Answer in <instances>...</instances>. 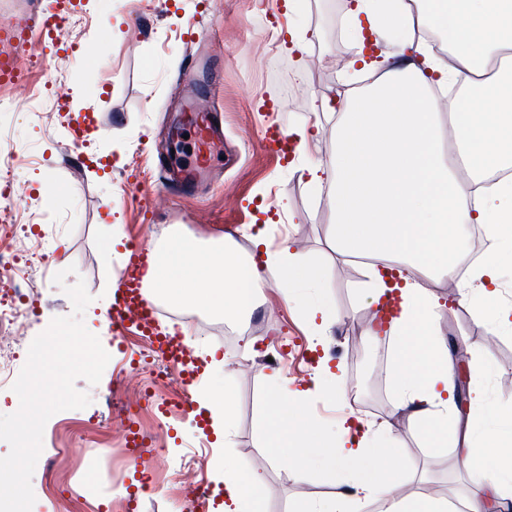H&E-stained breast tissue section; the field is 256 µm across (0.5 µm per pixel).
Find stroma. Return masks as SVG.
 I'll use <instances>...</instances> for the list:
<instances>
[{"label":"stroma","instance_id":"35a3bbf8","mask_svg":"<svg viewBox=\"0 0 512 512\" xmlns=\"http://www.w3.org/2000/svg\"><path fill=\"white\" fill-rule=\"evenodd\" d=\"M13 2L6 24L22 76L8 92L11 105L0 109V146L21 161L0 175V191L8 187L37 198L51 219L26 337L34 339L53 318L72 314L71 300L53 277L73 265L77 273L66 283L84 278L93 297L84 325L111 356L98 385L75 382L90 394L91 404L58 412L46 423L32 476V512H180L170 470L200 467L204 483L212 486L215 466L223 461L261 474L266 512H298L312 499L333 496L336 481L328 472L294 478L287 466L266 463L261 417L272 401L271 380L285 387L274 400L279 408L292 406L297 391L312 388L318 357L335 345L346 348L353 336L358 353L345 352L328 364L352 385L360 381L362 364L370 363L372 394L359 407L361 417L377 426L391 422L408 470L450 473L468 482L451 447H427L407 414L392 415L390 368L364 325L374 313L364 288L367 269L337 254L329 239L333 214L290 164L294 142L280 155L262 148L265 128L288 132L321 115L322 100L344 106L347 89L366 84L367 69L350 71L344 65L350 30L345 0H295L282 25L276 0H71L69 14L80 20V30L60 29L42 41L24 39L21 32L56 10L58 0ZM192 24L207 33L204 45L188 38ZM291 29L307 40L305 52L283 48ZM190 104L217 113L223 122V137L209 149L214 172L192 195L174 192L156 204L139 205L134 194H151L194 156V140L175 146L170 138L175 116ZM83 116L90 120L89 133L72 143L66 131ZM29 154L36 163H23ZM259 229L271 249L289 244L297 259L316 266L324 293L336 305V324L315 334L269 282L252 315L249 354L225 349L223 339L204 327L194 329L188 348L206 363L197 389L226 388L232 394V447L216 446L186 415L143 411L128 420L116 414L104 423L105 396L118 394L128 406L148 384L138 373L144 337L129 333L116 340L105 318L131 245L153 253L174 231L203 246L228 234L234 250L249 256L255 252L251 235ZM433 292L443 306L441 335L455 337L469 354L454 366L456 377L467 380L466 410L511 406L512 334L492 335L447 277L438 278ZM283 344L286 365L262 361V349ZM475 353L486 355L487 373H475ZM224 359L232 364L231 375L211 366ZM79 428L98 430L97 442L64 454L71 431ZM156 438L165 448L159 457L150 449ZM148 477L155 487L149 495L142 491Z\"/></svg>","mask_w":512,"mask_h":512}]
</instances>
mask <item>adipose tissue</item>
Listing matches in <instances>:
<instances>
[{
	"label": "adipose tissue",
	"instance_id": "1",
	"mask_svg": "<svg viewBox=\"0 0 512 512\" xmlns=\"http://www.w3.org/2000/svg\"><path fill=\"white\" fill-rule=\"evenodd\" d=\"M349 16V65L364 62L369 37L395 41L401 59L343 112L324 105V114L336 117V145L327 163L308 157L322 133L321 121L290 129L304 158L298 170L336 215L330 237L337 253H364L381 261L370 269L368 288L372 303L398 305L390 319L396 412H408L411 423L434 441L452 440L472 477L441 496H397L401 456L391 455L386 467L374 465V450L388 442L389 431L331 449L329 433L302 409L303 391L295 399L300 409L290 418L265 419L269 460L279 463L281 448L296 447L292 475L329 471L349 487V494L309 502L303 512H364L371 502L379 503L381 512H448L453 498L466 512H512V458L491 468L476 454L479 442L499 427L512 443V414L492 424L483 414L460 413L453 359L438 332L439 305L430 288L434 274L454 270L463 250L458 227L483 225L487 256L457 287L492 334L512 332V305L496 303L503 278L498 258L512 254V180L492 178L512 168V0H417L413 5L353 0ZM429 28L446 36L455 69L415 45L413 30ZM447 82L460 87L448 105L432 94L434 86ZM379 101L387 111H372ZM446 124L452 129L449 148L442 140ZM463 163L470 171L465 180L458 176ZM253 242L259 256L244 257L228 245L203 251L193 240L174 235L155 254L145 279L170 299L236 316L253 309L262 272L273 268L285 304L321 326L336 322V309L321 292L313 267L296 260L289 247L267 249L263 234H255ZM214 512H263L260 475L225 468L224 499Z\"/></svg>",
	"mask_w": 512,
	"mask_h": 512
}]
</instances>
